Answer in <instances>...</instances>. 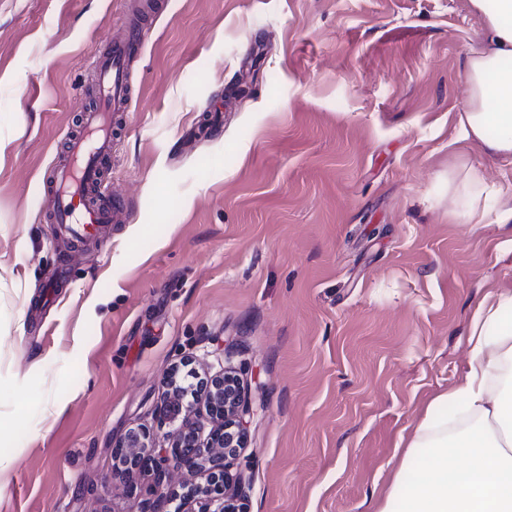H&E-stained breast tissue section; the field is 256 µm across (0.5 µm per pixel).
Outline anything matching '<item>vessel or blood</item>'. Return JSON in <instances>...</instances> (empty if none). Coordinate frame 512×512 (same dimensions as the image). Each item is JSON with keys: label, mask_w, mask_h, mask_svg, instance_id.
I'll use <instances>...</instances> for the list:
<instances>
[{"label": "vessel or blood", "mask_w": 512, "mask_h": 512, "mask_svg": "<svg viewBox=\"0 0 512 512\" xmlns=\"http://www.w3.org/2000/svg\"><path fill=\"white\" fill-rule=\"evenodd\" d=\"M131 49V42L118 40L106 45L97 57L98 101L85 118L83 132L70 139L67 160L53 173L51 222L79 241L93 239L102 225L115 222L124 210L120 200L97 203L87 194L100 187V167L112 149L113 127L127 108L123 65Z\"/></svg>", "instance_id": "1"}]
</instances>
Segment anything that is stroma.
Listing matches in <instances>:
<instances>
[{
  "label": "stroma",
  "instance_id": "stroma-1",
  "mask_svg": "<svg viewBox=\"0 0 512 512\" xmlns=\"http://www.w3.org/2000/svg\"><path fill=\"white\" fill-rule=\"evenodd\" d=\"M131 30L125 211L80 248L50 175ZM481 30L468 0H0V512H146L113 450L163 445L186 357L255 408L243 512H371L419 467L401 441L512 287V228L448 215Z\"/></svg>",
  "mask_w": 512,
  "mask_h": 512
}]
</instances>
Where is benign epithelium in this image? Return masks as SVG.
<instances>
[{"label": "benign epithelium", "mask_w": 512, "mask_h": 512, "mask_svg": "<svg viewBox=\"0 0 512 512\" xmlns=\"http://www.w3.org/2000/svg\"><path fill=\"white\" fill-rule=\"evenodd\" d=\"M190 365L181 360L167 373L163 419L176 424L166 435V446H156L145 429L129 432L114 448L115 460L129 476L144 471L155 475L147 488L157 499L182 496L188 512H240L238 501L245 496L241 478L232 473L227 460L246 448L247 417L253 414L239 372L226 366L218 374L197 378L192 386L194 399L179 379L180 368ZM210 429H205V425ZM201 475L202 483H185L184 493L164 482L170 470Z\"/></svg>", "instance_id": "obj_1"}]
</instances>
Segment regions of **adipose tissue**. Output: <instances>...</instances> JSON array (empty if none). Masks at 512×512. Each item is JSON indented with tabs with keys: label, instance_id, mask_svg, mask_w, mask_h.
Masks as SVG:
<instances>
[{
	"label": "adipose tissue",
	"instance_id": "1",
	"mask_svg": "<svg viewBox=\"0 0 512 512\" xmlns=\"http://www.w3.org/2000/svg\"><path fill=\"white\" fill-rule=\"evenodd\" d=\"M483 20L463 63L461 139L512 164V0H468ZM512 224V181L490 183L466 161L448 170V211L468 224L488 209ZM469 364L461 382L438 395L418 421L393 490L375 512H512V289L486 293L468 329ZM464 458L461 466L449 464Z\"/></svg>",
	"mask_w": 512,
	"mask_h": 512
}]
</instances>
